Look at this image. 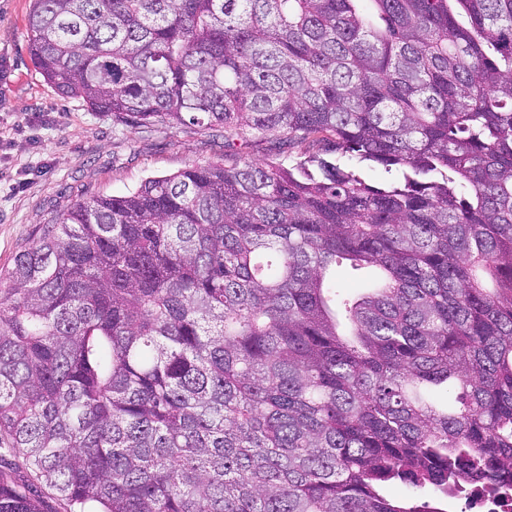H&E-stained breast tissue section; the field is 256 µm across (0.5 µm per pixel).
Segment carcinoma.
Returning a JSON list of instances; mask_svg holds the SVG:
<instances>
[{
	"label": "carcinoma",
	"instance_id": "obj_1",
	"mask_svg": "<svg viewBox=\"0 0 512 512\" xmlns=\"http://www.w3.org/2000/svg\"><path fill=\"white\" fill-rule=\"evenodd\" d=\"M27 31L59 95L220 127L224 158L77 202L0 271L30 477L0 470V512H55L39 484L69 512H440L388 486L512 479V0H32ZM252 136L300 160L250 164Z\"/></svg>",
	"mask_w": 512,
	"mask_h": 512
}]
</instances>
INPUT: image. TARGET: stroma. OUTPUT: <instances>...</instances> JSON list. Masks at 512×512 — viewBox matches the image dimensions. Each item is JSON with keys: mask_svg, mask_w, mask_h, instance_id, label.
<instances>
[{"mask_svg": "<svg viewBox=\"0 0 512 512\" xmlns=\"http://www.w3.org/2000/svg\"><path fill=\"white\" fill-rule=\"evenodd\" d=\"M30 4L0 0V271L77 201L224 156L223 130L159 122L140 131L59 96L30 60Z\"/></svg>", "mask_w": 512, "mask_h": 512, "instance_id": "stroma-1", "label": "stroma"}]
</instances>
